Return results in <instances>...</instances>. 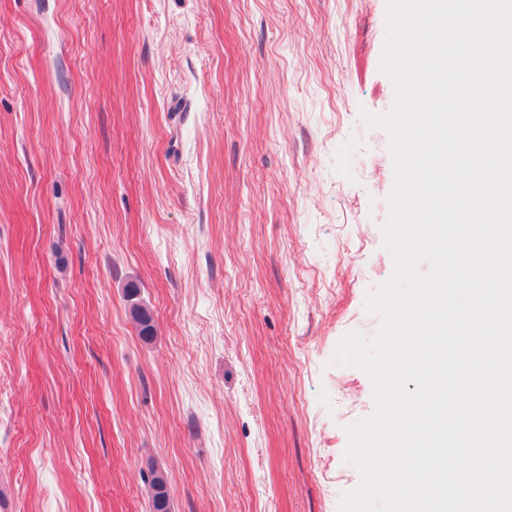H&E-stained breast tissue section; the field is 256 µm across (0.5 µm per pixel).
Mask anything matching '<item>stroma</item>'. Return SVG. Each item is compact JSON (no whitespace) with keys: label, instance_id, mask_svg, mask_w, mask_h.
<instances>
[{"label":"stroma","instance_id":"35a3bbf8","mask_svg":"<svg viewBox=\"0 0 512 512\" xmlns=\"http://www.w3.org/2000/svg\"><path fill=\"white\" fill-rule=\"evenodd\" d=\"M385 17L0 0V512H151L154 467L172 512H338L375 402L333 358L394 271Z\"/></svg>","mask_w":512,"mask_h":512}]
</instances>
